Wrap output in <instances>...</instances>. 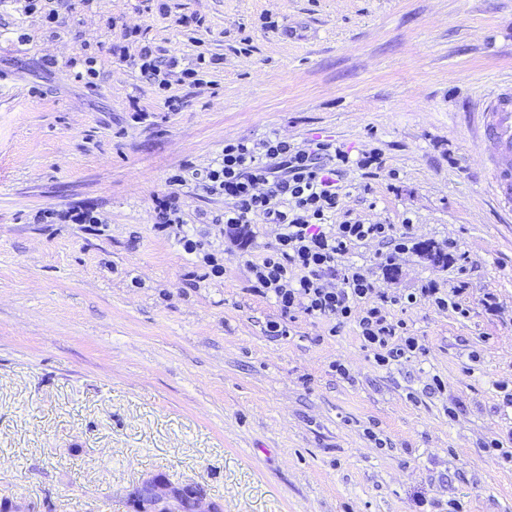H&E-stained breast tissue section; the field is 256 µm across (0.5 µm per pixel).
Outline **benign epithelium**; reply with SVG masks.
<instances>
[{
    "label": "benign epithelium",
    "mask_w": 512,
    "mask_h": 512,
    "mask_svg": "<svg viewBox=\"0 0 512 512\" xmlns=\"http://www.w3.org/2000/svg\"><path fill=\"white\" fill-rule=\"evenodd\" d=\"M130 512H182L183 504L192 512H224L222 504L210 499L197 482H174L160 473H151L129 490Z\"/></svg>",
    "instance_id": "obj_1"
}]
</instances>
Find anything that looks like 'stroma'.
<instances>
[{
	"label": "stroma",
	"instance_id": "stroma-1",
	"mask_svg": "<svg viewBox=\"0 0 512 512\" xmlns=\"http://www.w3.org/2000/svg\"><path fill=\"white\" fill-rule=\"evenodd\" d=\"M0 14V497L38 512H126L150 473L205 486L224 512H512V213L478 138L512 83V0H60ZM151 43L170 111L121 58ZM207 85L181 80L200 51ZM94 58V84L75 80ZM142 119H133L134 110ZM329 138L378 151L343 173L334 221L391 224L412 248L341 260L380 293L460 289L389 311L423 349L378 366L355 324L284 318L248 268L276 246L226 236L223 196L170 178L225 141ZM397 179H390V171ZM181 217L224 275L157 228ZM93 209L96 224L36 214ZM285 321L288 335L266 326ZM343 372H336V365ZM445 386L434 390V377ZM180 197L177 192H171L162 198L156 200L157 224L161 231L167 230L171 224H177L176 242L182 250L189 255L196 254L203 247L201 242L196 240L192 234L183 229V220H181V209L179 204ZM420 295L439 308L451 309L457 317L465 318L469 314L468 308L457 300L459 291L456 289L445 292L441 291L440 288H421Z\"/></svg>",
	"mask_w": 512,
	"mask_h": 512
}]
</instances>
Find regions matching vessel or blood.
I'll return each instance as SVG.
<instances>
[{"instance_id": "1", "label": "vessel or blood", "mask_w": 512, "mask_h": 512, "mask_svg": "<svg viewBox=\"0 0 512 512\" xmlns=\"http://www.w3.org/2000/svg\"><path fill=\"white\" fill-rule=\"evenodd\" d=\"M482 135L492 146L491 191L500 205L512 210V87L498 89L489 96Z\"/></svg>"}]
</instances>
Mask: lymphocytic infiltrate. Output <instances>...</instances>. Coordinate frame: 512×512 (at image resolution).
Returning a JSON list of instances; mask_svg holds the SVG:
<instances>
[{
  "label": "lymphocytic infiltrate",
  "mask_w": 512,
  "mask_h": 512,
  "mask_svg": "<svg viewBox=\"0 0 512 512\" xmlns=\"http://www.w3.org/2000/svg\"><path fill=\"white\" fill-rule=\"evenodd\" d=\"M380 165L379 152L355 159L332 139L300 146L270 137L257 144L225 142L214 164L187 176L174 175L172 182L178 185L189 177L206 193L224 196L228 232L244 234L256 216L275 225L276 248L249 265L254 292L272 298L287 315L299 311L331 323L355 321L364 343L375 348L377 363L385 366L419 348L403 323L388 321L389 306L410 305L422 296L460 318L468 310L455 289L428 287L417 294L378 296L358 273L339 272V258L356 243L385 242L397 254L408 249L406 236H395L393 225L333 221L342 197L337 182L341 172ZM337 274L342 287L328 286L327 277Z\"/></svg>",
  "instance_id": "obj_1"
}]
</instances>
